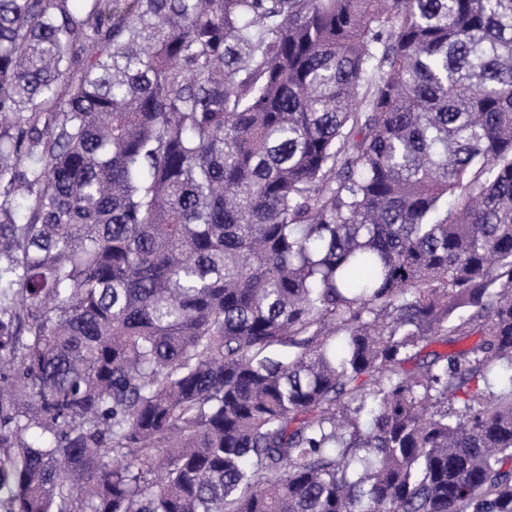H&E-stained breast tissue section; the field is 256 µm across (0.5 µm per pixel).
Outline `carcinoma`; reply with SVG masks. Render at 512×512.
Returning a JSON list of instances; mask_svg holds the SVG:
<instances>
[{"instance_id": "1", "label": "carcinoma", "mask_w": 512, "mask_h": 512, "mask_svg": "<svg viewBox=\"0 0 512 512\" xmlns=\"http://www.w3.org/2000/svg\"><path fill=\"white\" fill-rule=\"evenodd\" d=\"M0 512H512V0H0Z\"/></svg>"}]
</instances>
